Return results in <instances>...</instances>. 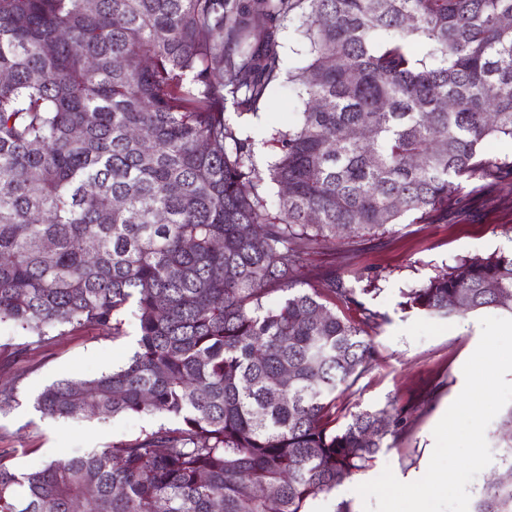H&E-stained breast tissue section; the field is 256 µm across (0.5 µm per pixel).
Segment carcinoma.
<instances>
[{
	"instance_id": "cac0c4a2",
	"label": "carcinoma",
	"mask_w": 512,
	"mask_h": 512,
	"mask_svg": "<svg viewBox=\"0 0 512 512\" xmlns=\"http://www.w3.org/2000/svg\"><path fill=\"white\" fill-rule=\"evenodd\" d=\"M300 8L303 111L263 171L226 107L258 115L280 73L265 21ZM0 73V322L39 343L120 336L132 305L140 331L124 365L34 407L172 420L32 472L0 462V512H307L394 447L396 398L336 426L383 317L334 272L295 275L344 232L444 220L467 185L512 176L481 153L512 139V0H0ZM404 298L512 314V255ZM501 428L512 474V407ZM474 512H512V481H487Z\"/></svg>"
}]
</instances>
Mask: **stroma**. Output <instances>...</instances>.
I'll return each mask as SVG.
<instances>
[{"label": "stroma", "instance_id": "stroma-1", "mask_svg": "<svg viewBox=\"0 0 512 512\" xmlns=\"http://www.w3.org/2000/svg\"><path fill=\"white\" fill-rule=\"evenodd\" d=\"M276 26L280 77L258 116L238 123L252 137L254 160L262 169L273 159L271 133L294 121L302 109L291 77L307 60L305 17L295 12L278 19ZM510 253L512 178L473 184L470 192L456 198L445 221L398 224L382 236L355 237L336 249L320 248L306 256L300 280L336 272L363 290L366 307L384 318L374 338L377 358L354 385L338 392L337 417L358 407L382 408L394 397L413 409L396 447L383 449L374 466L353 480L319 495L308 504V512H336L343 501L352 512H363L356 486L387 467L399 479L424 475L434 448L433 429L463 388L462 368L479 342L480 316L431 318L404 308L402 294L462 259ZM138 340V324L130 316L120 336L87 326L66 329L41 344L31 343L12 323L0 322V387L16 388L12 406L0 412V462L28 472L156 428L159 418L148 415L50 420L34 407L36 396L55 381L90 379L122 365Z\"/></svg>", "mask_w": 512, "mask_h": 512}]
</instances>
